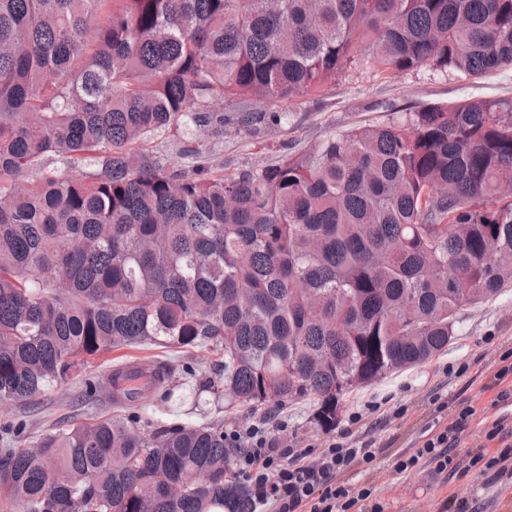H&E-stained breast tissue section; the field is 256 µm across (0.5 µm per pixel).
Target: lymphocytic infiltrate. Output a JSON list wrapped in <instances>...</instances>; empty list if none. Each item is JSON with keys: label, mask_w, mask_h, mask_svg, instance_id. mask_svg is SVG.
Returning <instances> with one entry per match:
<instances>
[{"label": "lymphocytic infiltrate", "mask_w": 512, "mask_h": 512, "mask_svg": "<svg viewBox=\"0 0 512 512\" xmlns=\"http://www.w3.org/2000/svg\"><path fill=\"white\" fill-rule=\"evenodd\" d=\"M473 414L472 407H464L454 424L427 439L414 454L399 459L398 470L413 471L424 459L436 462L438 471L447 470L453 462L451 450L457 434ZM365 419V410L357 409L348 418V429L324 446L292 448L288 445L287 421L278 422L272 432L265 418H255L224 434L228 446L237 451L232 474L249 483L255 503L266 512H351L372 495L370 489L341 480L350 468L376 457L371 442L350 438L351 426Z\"/></svg>", "instance_id": "lymphocytic-infiltrate-1"}]
</instances>
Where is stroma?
I'll list each match as a JSON object with an SVG mask.
<instances>
[{
    "label": "stroma",
    "instance_id": "stroma-1",
    "mask_svg": "<svg viewBox=\"0 0 512 512\" xmlns=\"http://www.w3.org/2000/svg\"><path fill=\"white\" fill-rule=\"evenodd\" d=\"M471 97L512 99V68L479 79L427 67L402 73L351 68L321 93L281 103V123L260 137L229 124L223 137L204 138L203 144L207 155L223 165L225 175L234 176L289 153L310 151L330 135L402 121L423 107ZM508 353H512V287L465 307L447 351L347 393L340 402L337 427H344L349 411L364 401L380 402L381 410L354 430L355 437L374 440L379 452L371 463L348 471L346 480L371 489L372 501L383 504L386 512H456L462 501L469 512H512V483L486 484L479 465L480 460L497 456L502 445L501 440L486 437L492 422L502 417L512 422V383H493L500 358ZM504 390L509 393L505 400L500 397ZM467 405L475 414L452 451L453 467L440 473L434 463L424 460L414 471H398L400 455L413 454ZM111 411V392L87 397L78 379L8 409L25 423L30 443L53 423ZM265 411L271 420L287 419L288 437L299 444L321 445L330 437L311 422L310 401L284 407L269 404Z\"/></svg>",
    "mask_w": 512,
    "mask_h": 512
}]
</instances>
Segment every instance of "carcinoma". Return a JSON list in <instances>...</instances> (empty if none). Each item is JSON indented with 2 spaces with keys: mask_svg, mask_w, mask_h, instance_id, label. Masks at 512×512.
Listing matches in <instances>:
<instances>
[{
  "mask_svg": "<svg viewBox=\"0 0 512 512\" xmlns=\"http://www.w3.org/2000/svg\"><path fill=\"white\" fill-rule=\"evenodd\" d=\"M512 66V0H0V405L81 377L110 415L18 447L22 512H254L224 416L340 398L448 349L512 286V100L433 105L228 177L190 131L350 65ZM166 349L89 375L114 349ZM218 356L201 372L196 353Z\"/></svg>",
  "mask_w": 512,
  "mask_h": 512,
  "instance_id": "carcinoma-1",
  "label": "carcinoma"
}]
</instances>
